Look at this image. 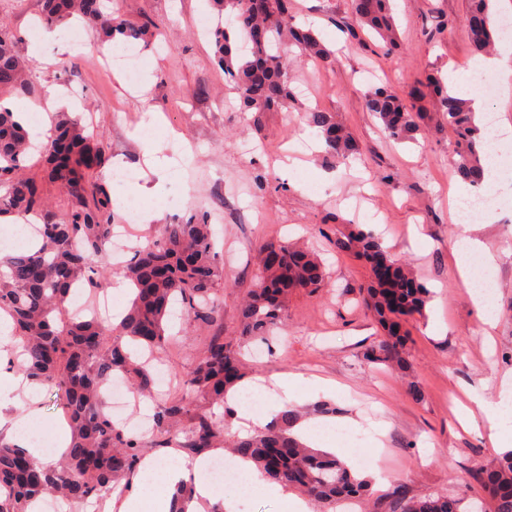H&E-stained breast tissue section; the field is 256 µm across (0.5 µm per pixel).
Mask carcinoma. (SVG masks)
Masks as SVG:
<instances>
[{"mask_svg": "<svg viewBox=\"0 0 512 512\" xmlns=\"http://www.w3.org/2000/svg\"><path fill=\"white\" fill-rule=\"evenodd\" d=\"M492 0H469L465 22L477 52L489 51L501 37L491 13ZM217 16L211 32L214 57L233 85L246 112H271L292 95L287 53L297 48L323 66L336 64L334 51L311 29L294 25L289 0H209ZM352 13L387 51L400 49L394 0H352ZM81 21L102 41L120 37L152 44L159 37L154 23L127 19L118 11H103V0H43L39 21L64 28ZM17 38L0 19V96L30 95L34 76L16 49ZM434 94L442 125L454 135V173L472 186L484 181V153L489 139L481 134L469 102L448 94L437 77L428 76L409 92L420 100ZM366 106L385 131L399 141H411L421 131V113L385 87L365 93ZM327 152L343 157L356 150L350 136L329 112L306 113ZM25 125L15 112L0 105V217H37L43 234L25 251L0 255V313L12 322L14 347L23 356L30 381L57 394L61 422L71 444L59 461L36 466L28 478L18 475L26 449L0 434V512H28L46 494L81 503L122 482L130 483L145 453V442L117 427L107 412L104 385L121 374L143 394L156 384L150 362L138 352L152 353L178 338L167 335L166 318L179 303L195 329L224 324L217 286L224 279L207 222L166 224L159 238L135 250L125 266L131 304L117 325L92 318L72 319L67 306L77 287L98 290L112 268L105 258L112 230V196L101 176L103 147L87 133L81 118L58 112L47 141L33 156ZM67 198L62 212L49 204L42 178ZM336 249L369 262L374 282L364 287L362 303L383 329L378 345L367 353L373 363L406 368V336L400 322L423 312L430 291L410 265L401 263L373 232L349 224L339 232ZM254 275V288L241 311L243 337L262 340L280 320L289 296L314 293L325 285L320 258L298 242L266 243ZM247 377L240 348L222 336H211L192 360L186 382L194 398L208 407L189 413L188 403L172 399L158 407L154 447H169L179 437L178 450L201 455L230 448L253 461L265 475L308 499L330 508L370 499V480L355 475L343 462L302 443L293 428L302 418L291 403L272 414L256 434L228 441L211 408H233L227 398ZM190 415V423L181 425ZM491 488L481 512H512V451L497 457L480 472ZM393 512H468L445 496L397 497Z\"/></svg>", "mask_w": 512, "mask_h": 512, "instance_id": "1", "label": "carcinoma"}]
</instances>
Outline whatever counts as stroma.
Wrapping results in <instances>:
<instances>
[{"mask_svg":"<svg viewBox=\"0 0 512 512\" xmlns=\"http://www.w3.org/2000/svg\"><path fill=\"white\" fill-rule=\"evenodd\" d=\"M125 17H150L166 37L165 49L115 41L100 44L90 31L80 41L58 31L48 63H32L38 95L53 101L65 85L82 88L79 113L105 150V172L122 167L132 181L111 182L113 221L126 229L131 246L147 245L161 224L191 215L220 214L214 230L221 247L224 336L249 352L240 336L239 305L251 288L256 257L268 242L304 238L323 261L328 284L314 294H292L281 321L268 335V354L250 360L233 407L249 406L271 417L285 401L307 421H332V436L353 458L355 470L373 478L371 512H390L387 493H433L464 502L487 500L474 478L502 450L489 438L482 417L460 419L474 396L497 401L512 395V198L476 236L495 257L496 281L487 298L494 324L480 318L471 282L461 278L453 251L460 220L452 204L454 139L442 128L431 100L417 102L424 137L401 142L388 137L365 106V92L387 86L408 94L425 73L458 70L471 84L475 54L463 23L467 0H395L401 49L387 53L360 30L351 0H291L295 25L313 29L336 52L326 69L292 50V96L274 112L243 111L226 93L224 72L214 60L210 30L216 18L208 0H118ZM42 0H0L5 18L28 56L33 22ZM129 53L143 61L137 87L111 82L108 55ZM78 60L63 70L61 61ZM319 109L333 113L360 152L327 154L316 130L303 118ZM157 195L132 193V185ZM161 209L162 220L151 219ZM345 224L372 230L397 259L411 263L431 291L422 312L409 319L408 367L391 371L366 353L379 341L378 328L357 303L371 271L364 261L337 251L332 238ZM303 384L283 389L285 375ZM421 396L413 398L409 384ZM9 406L0 412L7 432L24 428L54 434L60 426L54 396L0 388ZM382 448H374V441ZM374 448L372 467L360 465ZM208 512H289L286 502L238 484Z\"/></svg>","mask_w":512,"mask_h":512,"instance_id":"stroma-1","label":"stroma"}]
</instances>
